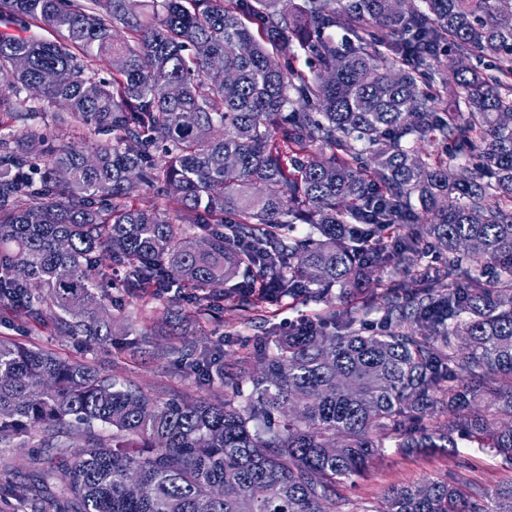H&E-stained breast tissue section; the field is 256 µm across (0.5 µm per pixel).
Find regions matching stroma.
Listing matches in <instances>:
<instances>
[{"label":"stroma","instance_id":"stroma-1","mask_svg":"<svg viewBox=\"0 0 512 512\" xmlns=\"http://www.w3.org/2000/svg\"><path fill=\"white\" fill-rule=\"evenodd\" d=\"M112 295L123 300L120 311L123 323L113 327L111 343L101 345L85 338L56 335L53 319L49 316L39 323L2 322L0 339L92 364L104 375H117L129 380L151 396H198L205 391L177 362L155 358L136 345V333L144 323H153L160 332L180 337L225 338L226 357L233 360L244 356L257 337L266 331L287 332L289 325L313 318L322 310L318 304L296 305L285 300L266 306L264 315L252 318L223 302L210 316L172 321L167 317L168 312L189 307L188 302L174 294H157L148 288L142 295L128 296L123 289L116 288ZM205 393L213 398L223 397L224 386L214 384ZM461 469L474 483L487 489L512 481L511 464L489 450L472 448L462 441L450 453L403 455L389 452L364 476L347 485L345 492L357 501H375L389 487L415 484L428 477H443Z\"/></svg>","mask_w":512,"mask_h":512}]
</instances>
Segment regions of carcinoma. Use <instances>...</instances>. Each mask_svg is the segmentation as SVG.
I'll return each mask as SVG.
<instances>
[{
	"label": "carcinoma",
	"instance_id": "1",
	"mask_svg": "<svg viewBox=\"0 0 512 512\" xmlns=\"http://www.w3.org/2000/svg\"><path fill=\"white\" fill-rule=\"evenodd\" d=\"M48 112L106 140L56 145ZM0 128V317L111 340L104 262L200 316L218 292L344 304L227 364L219 340L138 336L214 401L0 341V442L42 433L0 512H512V482L461 471L342 492L392 446L512 464V5L0 0Z\"/></svg>",
	"mask_w": 512,
	"mask_h": 512
}]
</instances>
